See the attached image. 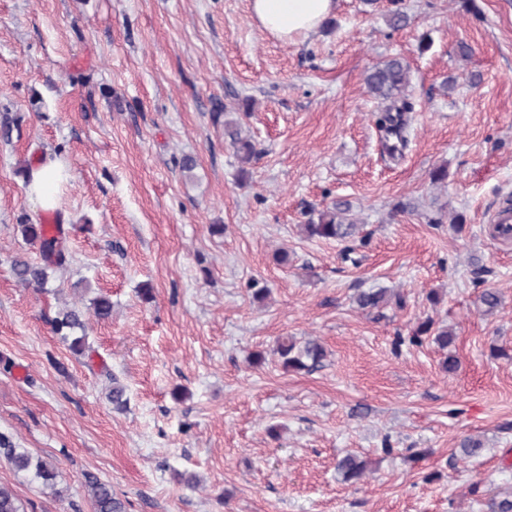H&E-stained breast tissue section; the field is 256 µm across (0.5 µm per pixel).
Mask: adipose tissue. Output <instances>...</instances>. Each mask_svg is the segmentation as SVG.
Masks as SVG:
<instances>
[{
	"label": "adipose tissue",
	"instance_id": "1",
	"mask_svg": "<svg viewBox=\"0 0 512 512\" xmlns=\"http://www.w3.org/2000/svg\"><path fill=\"white\" fill-rule=\"evenodd\" d=\"M335 0H251L259 26L281 40L314 32L333 13ZM65 172L60 163L44 159L32 164L27 182L30 200L44 209L53 208L55 193Z\"/></svg>",
	"mask_w": 512,
	"mask_h": 512
}]
</instances>
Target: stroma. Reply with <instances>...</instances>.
Here are the masks:
<instances>
[{
  "instance_id": "35a3bbf8",
  "label": "stroma",
  "mask_w": 512,
  "mask_h": 512,
  "mask_svg": "<svg viewBox=\"0 0 512 512\" xmlns=\"http://www.w3.org/2000/svg\"><path fill=\"white\" fill-rule=\"evenodd\" d=\"M332 19L285 42L250 0H0V435L57 471L51 489L0 452L22 512H94L95 479L127 512H491L512 498V362L492 354L512 352V238L490 224L512 204V0H336ZM389 57L409 66L396 149L364 81ZM223 109L259 151L244 183ZM36 156L69 174L55 198L68 260L42 289L12 271L41 260L20 233L46 216L21 172ZM339 201L363 226L348 260L300 231ZM370 288L405 303L359 309ZM487 290L502 296L490 314ZM72 305L80 353L52 330ZM429 317L448 350L396 345ZM284 336L319 340L322 366L285 371ZM449 352L457 371L441 368ZM468 436L478 456L461 454ZM349 453L369 462L354 483L336 471Z\"/></svg>"
}]
</instances>
